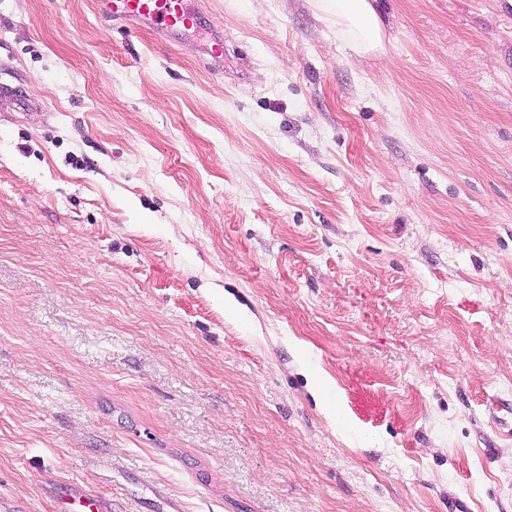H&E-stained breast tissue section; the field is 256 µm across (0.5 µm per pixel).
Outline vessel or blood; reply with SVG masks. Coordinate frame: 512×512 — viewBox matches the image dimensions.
I'll return each mask as SVG.
<instances>
[{"label":"vessel or blood","mask_w":512,"mask_h":512,"mask_svg":"<svg viewBox=\"0 0 512 512\" xmlns=\"http://www.w3.org/2000/svg\"><path fill=\"white\" fill-rule=\"evenodd\" d=\"M99 11L104 19L131 29L153 28L170 43L200 21L189 0H100Z\"/></svg>","instance_id":"1"}]
</instances>
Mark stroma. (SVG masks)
I'll return each mask as SVG.
<instances>
[{
  "label": "stroma",
  "instance_id": "35a3bbf8",
  "mask_svg": "<svg viewBox=\"0 0 512 512\" xmlns=\"http://www.w3.org/2000/svg\"><path fill=\"white\" fill-rule=\"evenodd\" d=\"M374 2L0 0V512H512V0ZM188 0H100L99 11L108 21L123 27L138 29L151 27L167 42L174 43L180 36L200 22L199 12ZM337 25L354 28L358 33L355 48L375 52L382 46L383 30L372 0H330Z\"/></svg>",
  "mask_w": 512,
  "mask_h": 512
}]
</instances>
